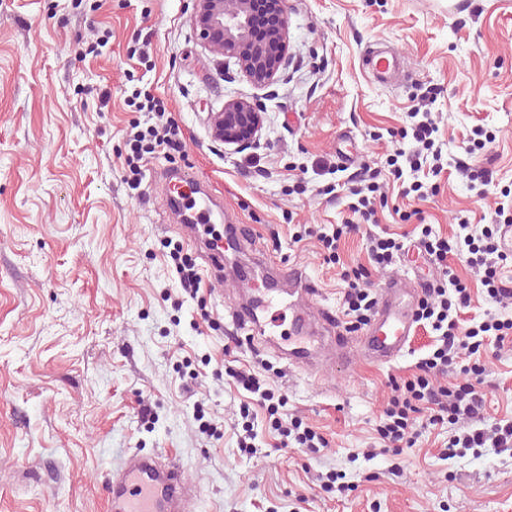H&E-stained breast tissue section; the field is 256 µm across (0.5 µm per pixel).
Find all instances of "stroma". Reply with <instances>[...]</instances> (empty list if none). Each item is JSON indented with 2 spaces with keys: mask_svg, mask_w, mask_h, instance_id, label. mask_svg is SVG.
Returning <instances> with one entry per match:
<instances>
[{
  "mask_svg": "<svg viewBox=\"0 0 512 512\" xmlns=\"http://www.w3.org/2000/svg\"><path fill=\"white\" fill-rule=\"evenodd\" d=\"M288 63L252 83L200 44L191 0H0V512H108L103 477L128 450L175 453L205 492L200 512H512V450L474 448L445 459L447 434L381 454L376 427L392 381L432 348L416 326L392 365L356 361L310 373L236 335L242 291L233 267L204 260L209 237H187L168 216L165 172L192 176L217 201L212 225L245 226L239 255L303 265L317 300L342 318L345 271L367 264L365 234L330 253L314 225L345 221L324 192L332 170L383 167L387 133L406 123L416 94L432 106L447 161L465 160L473 125L493 132L490 198L512 192V0H286ZM407 57L394 89L371 83L360 56L374 41ZM163 101L185 148L144 166L140 190L123 177L143 121L132 91ZM257 103L264 122L248 149L215 142L210 115ZM437 194L403 197L384 178L379 229L413 233L418 208L434 232L489 214L458 173ZM182 242L205 285H178L169 241ZM486 426L512 417V348L488 355ZM255 373L285 397V413L329 442L313 453L276 450L266 410L226 368ZM252 427L269 456L241 451ZM339 483H332V475Z\"/></svg>",
  "mask_w": 512,
  "mask_h": 512,
  "instance_id": "1",
  "label": "stroma"
}]
</instances>
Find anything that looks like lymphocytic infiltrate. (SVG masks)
Segmentation results:
<instances>
[{
  "instance_id": "lymphocytic-infiltrate-1",
  "label": "lymphocytic infiltrate",
  "mask_w": 512,
  "mask_h": 512,
  "mask_svg": "<svg viewBox=\"0 0 512 512\" xmlns=\"http://www.w3.org/2000/svg\"><path fill=\"white\" fill-rule=\"evenodd\" d=\"M437 99L435 89H427L421 99L423 111L420 120L410 129L400 130V137H411L415 148L406 157L391 155L386 165L394 179H401L404 172H411L413 180L408 190L416 200H427L429 190L418 175L423 167H430L433 174H440L442 168V147L436 142L437 128L428 111L429 104ZM378 169L363 168L359 178L337 182L335 191L338 198L347 199L350 213L344 223L329 231H318L317 237L331 250L337 249L342 237L359 232L361 222L370 220L374 213L376 194L379 190ZM459 238L447 239L433 235L429 227H422L420 246L441 271L439 281L432 283L425 292L417 312V319L429 325L435 332L436 346L431 354L416 364V373L399 387L381 416L377 433L384 451L400 455L404 449L414 447L424 433L434 428L453 424L461 419H481L485 410V397L481 386L487 374L483 351L488 347L498 349L512 345V319L488 317L471 326H461L459 314L471 302L470 290L455 275L448 264L450 254L466 251L467 263L480 278V283L492 302L505 304L512 301V278L506 276L507 253L498 243L496 225L487 224L482 228L472 227L468 219L458 223ZM370 266L358 267L345 273L346 287L342 293L343 314L348 331H358L366 325L374 307L371 289L372 273L386 268L403 252L404 244L395 238L380 234L368 237ZM455 373L461 375L462 383L448 387L439 384L441 376ZM237 386L257 395L259 403L266 407L272 417L275 429L281 436V447L297 444L298 447L319 452L327 447L328 441L321 434L304 426L299 420H285L280 407L284 398L263 388L259 378L243 372L233 373ZM492 446L512 447V420L497 423L494 429L473 427L453 436L443 453L455 457L472 448Z\"/></svg>"
}]
</instances>
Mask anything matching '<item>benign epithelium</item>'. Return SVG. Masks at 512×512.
Segmentation results:
<instances>
[{
  "label": "benign epithelium",
  "mask_w": 512,
  "mask_h": 512,
  "mask_svg": "<svg viewBox=\"0 0 512 512\" xmlns=\"http://www.w3.org/2000/svg\"><path fill=\"white\" fill-rule=\"evenodd\" d=\"M279 25L263 36L254 34L251 13L254 0H194V23L202 46L212 55L232 59L247 78L257 84L275 79L288 53V17L285 0H266ZM263 115L249 101H230L215 115L212 137L225 145L244 149L259 137Z\"/></svg>",
  "instance_id": "benign-epithelium-1"
}]
</instances>
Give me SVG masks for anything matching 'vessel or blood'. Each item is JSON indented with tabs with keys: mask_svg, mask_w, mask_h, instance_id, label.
Listing matches in <instances>:
<instances>
[{
	"mask_svg": "<svg viewBox=\"0 0 512 512\" xmlns=\"http://www.w3.org/2000/svg\"><path fill=\"white\" fill-rule=\"evenodd\" d=\"M363 62L371 79L381 87L397 86L406 77V57L394 47L370 44ZM275 270L288 296L315 298L317 286L304 266L279 262ZM421 295L417 289L412 298H402L397 281L388 278L376 290L374 313L361 335L352 336L339 329L333 314L321 307L316 317L292 318L290 336L299 345L312 336H325L327 354L348 365L359 358L389 365L406 350L414 331L415 300ZM231 319L236 329L248 336L262 332L255 311L235 310ZM100 491L110 512H197L204 497L202 489L186 478L178 458L168 453L148 456L137 451L129 453L118 468L108 473L100 483Z\"/></svg>",
	"mask_w": 512,
	"mask_h": 512,
	"instance_id": "vessel-or-blood-1",
	"label": "vessel or blood"
}]
</instances>
